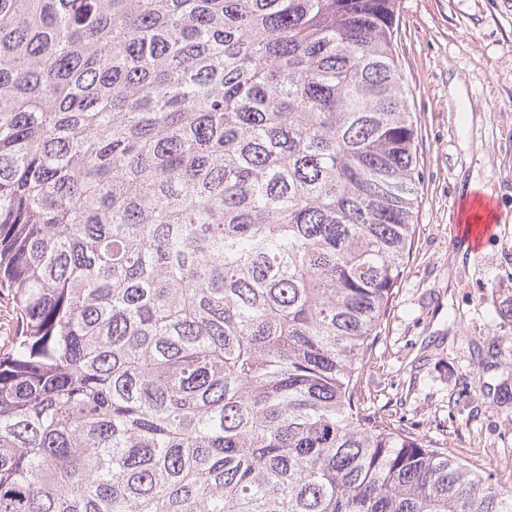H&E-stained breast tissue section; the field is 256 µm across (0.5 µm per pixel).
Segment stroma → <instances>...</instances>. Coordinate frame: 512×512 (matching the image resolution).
<instances>
[{
    "instance_id": "stroma-1",
    "label": "stroma",
    "mask_w": 512,
    "mask_h": 512,
    "mask_svg": "<svg viewBox=\"0 0 512 512\" xmlns=\"http://www.w3.org/2000/svg\"><path fill=\"white\" fill-rule=\"evenodd\" d=\"M396 57L423 179L414 244L367 358L364 415L512 484V432L482 383L512 381V0H400ZM491 196L498 236L472 254L458 215ZM498 339L495 366L474 353Z\"/></svg>"
}]
</instances>
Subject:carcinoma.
I'll return each mask as SVG.
<instances>
[{"mask_svg": "<svg viewBox=\"0 0 512 512\" xmlns=\"http://www.w3.org/2000/svg\"><path fill=\"white\" fill-rule=\"evenodd\" d=\"M396 31L397 0H0V512H512L357 405L416 230Z\"/></svg>", "mask_w": 512, "mask_h": 512, "instance_id": "obj_1", "label": "carcinoma"}]
</instances>
